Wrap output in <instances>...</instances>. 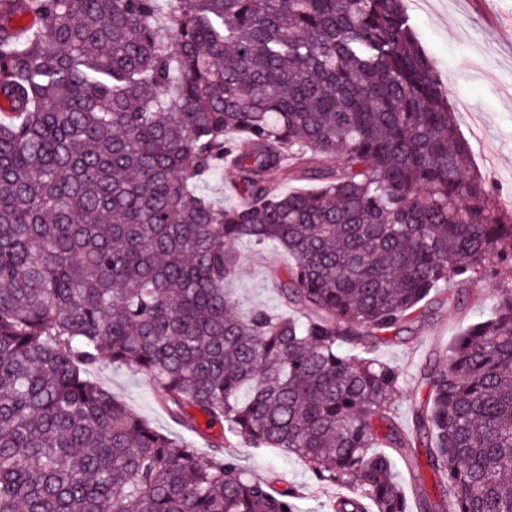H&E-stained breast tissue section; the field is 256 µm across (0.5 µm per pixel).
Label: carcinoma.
I'll list each match as a JSON object with an SVG mask.
<instances>
[{"label": "carcinoma", "instance_id": "carcinoma-1", "mask_svg": "<svg viewBox=\"0 0 512 512\" xmlns=\"http://www.w3.org/2000/svg\"><path fill=\"white\" fill-rule=\"evenodd\" d=\"M2 109L0 512H297L234 442L353 489L333 512H512V286L424 369L412 431L371 357L449 278L512 269L404 0H0ZM228 161L244 206L199 191ZM241 240L288 254L289 314L229 295ZM101 361L220 426L210 455ZM89 376L105 389L120 397L125 404L150 422L154 427L193 442L202 457H207L210 448L207 442L195 433L184 431L174 424L158 407L151 381L143 374L125 367H112L109 364L90 366Z\"/></svg>", "mask_w": 512, "mask_h": 512}]
</instances>
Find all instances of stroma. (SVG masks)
Returning <instances> with one entry per match:
<instances>
[{
	"label": "stroma",
	"mask_w": 512,
	"mask_h": 512,
	"mask_svg": "<svg viewBox=\"0 0 512 512\" xmlns=\"http://www.w3.org/2000/svg\"><path fill=\"white\" fill-rule=\"evenodd\" d=\"M417 40L448 93L458 130L473 149L472 164L495 187L504 210H512V0H404ZM240 271L233 282L237 300L283 313L272 276L286 275L289 260L283 251L256 248L239 241ZM512 282V274L500 269L464 283L450 279L437 293L430 311L408 322L404 331L389 336L373 355L398 370L403 389L393 403L401 424H408L416 399L425 397L420 369L433 354H445L462 327L474 321L478 311L490 307L498 288ZM89 376L154 427L181 434L158 407L151 381L143 374L109 364L91 366ZM240 465L249 473L266 477L279 473L299 487L300 512H330L332 500L343 495L338 486L318 487L307 466L283 452L266 448L238 447Z\"/></svg>",
	"instance_id": "35a3bbf8"
}]
</instances>
